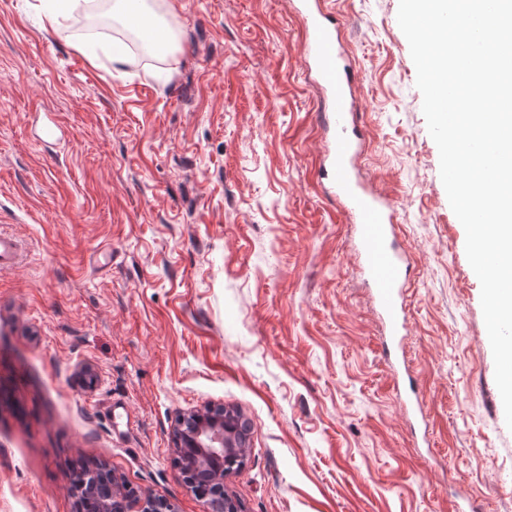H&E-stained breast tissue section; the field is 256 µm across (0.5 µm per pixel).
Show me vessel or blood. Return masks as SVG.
<instances>
[{
	"label": "vessel or blood",
	"mask_w": 512,
	"mask_h": 512,
	"mask_svg": "<svg viewBox=\"0 0 512 512\" xmlns=\"http://www.w3.org/2000/svg\"><path fill=\"white\" fill-rule=\"evenodd\" d=\"M300 14L307 27L305 55L316 82L325 91L331 108L323 113L324 124L335 127L331 160L320 176L329 180L337 201L359 229L364 271L375 292L376 304L392 330H399L401 289L408 277L409 262L395 241L397 213L380 194L359 180L354 160L359 143L352 131L358 120L354 100L363 84L362 73L348 64L339 41L338 20L329 18L319 0H299ZM21 259L17 240L0 232V269L15 266Z\"/></svg>",
	"instance_id": "vessel-or-blood-1"
}]
</instances>
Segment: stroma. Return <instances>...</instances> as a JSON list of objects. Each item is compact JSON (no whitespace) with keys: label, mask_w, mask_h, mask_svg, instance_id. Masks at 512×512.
Returning <instances> with one entry per match:
<instances>
[{"label":"stroma","mask_w":512,"mask_h":512,"mask_svg":"<svg viewBox=\"0 0 512 512\" xmlns=\"http://www.w3.org/2000/svg\"><path fill=\"white\" fill-rule=\"evenodd\" d=\"M177 49L82 50L44 0H0V512H77L74 466L206 512L178 416L250 424L240 512H512L505 423L465 230L399 0H327L364 76L359 175L409 254L389 337L316 171L335 132L293 0H162ZM21 248L17 240L8 234L0 232V269L11 268L21 259Z\"/></svg>","instance_id":"1"}]
</instances>
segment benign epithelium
Returning a JSON list of instances; mask_svg holds the SVG:
<instances>
[{
	"label": "benign epithelium",
	"instance_id": "7a95c632",
	"mask_svg": "<svg viewBox=\"0 0 512 512\" xmlns=\"http://www.w3.org/2000/svg\"><path fill=\"white\" fill-rule=\"evenodd\" d=\"M175 451L189 455L190 477L202 475L208 485L203 498L207 512H238L237 504L226 490L227 480L239 468L242 448L246 447V426L236 420L224 423V408L207 407L182 413L175 430ZM78 512H176L168 500L151 495H138L126 486L108 464L95 462L74 483Z\"/></svg>",
	"mask_w": 512,
	"mask_h": 512
}]
</instances>
